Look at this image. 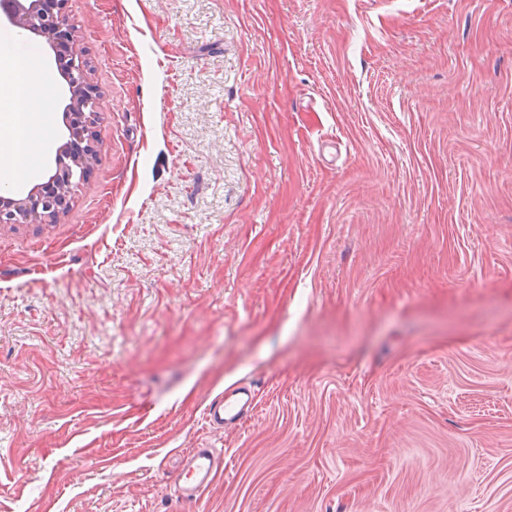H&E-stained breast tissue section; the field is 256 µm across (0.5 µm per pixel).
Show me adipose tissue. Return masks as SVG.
I'll return each instance as SVG.
<instances>
[{
  "mask_svg": "<svg viewBox=\"0 0 512 512\" xmlns=\"http://www.w3.org/2000/svg\"><path fill=\"white\" fill-rule=\"evenodd\" d=\"M52 84L48 67L0 49V189L28 178L40 155L51 114L48 100L37 98L35 91Z\"/></svg>",
  "mask_w": 512,
  "mask_h": 512,
  "instance_id": "ef3b65f1",
  "label": "adipose tissue"
}]
</instances>
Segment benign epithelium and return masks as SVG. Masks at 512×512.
Listing matches in <instances>:
<instances>
[{
	"mask_svg": "<svg viewBox=\"0 0 512 512\" xmlns=\"http://www.w3.org/2000/svg\"><path fill=\"white\" fill-rule=\"evenodd\" d=\"M65 3L57 0V8L48 11L44 0H0V14L16 28L44 38L55 61L62 62L66 129V141L58 147L46 181L23 197L0 194V224L54 222L66 211L73 188L85 181L96 159L92 128L98 98L90 83V66L79 48L80 31L65 13Z\"/></svg>",
	"mask_w": 512,
	"mask_h": 512,
	"instance_id": "obj_1",
	"label": "benign epithelium"
}]
</instances>
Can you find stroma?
Returning <instances> with one entry per match:
<instances>
[{"label":"stroma","instance_id":"1","mask_svg":"<svg viewBox=\"0 0 512 512\" xmlns=\"http://www.w3.org/2000/svg\"><path fill=\"white\" fill-rule=\"evenodd\" d=\"M66 11L97 160L0 224V512H512V0ZM246 397L230 400L221 397L218 401H212L209 405L206 419L214 428L224 429V424H237L248 417L253 409V398L249 394ZM224 469V457L213 448H196L187 457L182 470L176 476L182 495L190 501H198L202 492Z\"/></svg>","mask_w":512,"mask_h":512}]
</instances>
